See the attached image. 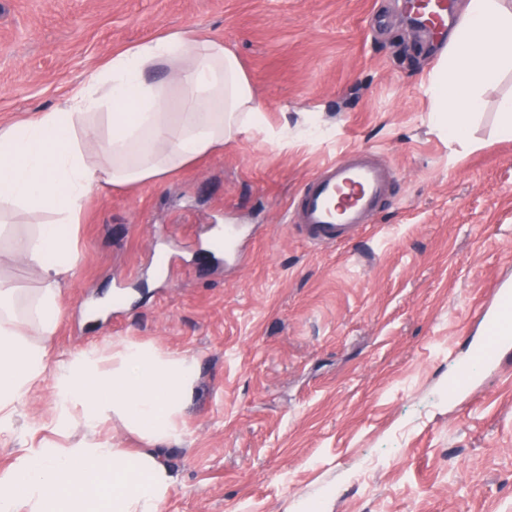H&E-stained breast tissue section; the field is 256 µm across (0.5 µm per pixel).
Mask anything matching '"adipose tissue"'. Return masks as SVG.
I'll return each mask as SVG.
<instances>
[{"label":"adipose tissue","instance_id":"obj_1","mask_svg":"<svg viewBox=\"0 0 512 512\" xmlns=\"http://www.w3.org/2000/svg\"><path fill=\"white\" fill-rule=\"evenodd\" d=\"M501 32L492 39L490 30ZM512 0H465L459 24L429 82L436 130L465 149L483 94L512 72ZM253 84L223 40L184 30L116 54L53 109L0 127V207L15 219H55L18 239L17 254L42 286L26 301L0 278V432L9 431L32 387L52 377L56 423L81 417L88 429L122 424L143 450L85 440L49 444L0 474V512H160L177 481L155 448L185 433L184 408L197 380L195 360L149 343L124 342L111 360L92 349L51 362L49 346L64 311L59 279L77 262L73 227L89 192L104 185L156 182L265 131ZM101 160H89V146Z\"/></svg>","mask_w":512,"mask_h":512}]
</instances>
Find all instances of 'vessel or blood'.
I'll list each match as a JSON object with an SVG mask.
<instances>
[{"mask_svg":"<svg viewBox=\"0 0 512 512\" xmlns=\"http://www.w3.org/2000/svg\"><path fill=\"white\" fill-rule=\"evenodd\" d=\"M423 26L436 36L448 30V0H415ZM390 171L363 151L326 164L306 182L295 221L317 245L345 242L389 194Z\"/></svg>","mask_w":512,"mask_h":512,"instance_id":"1","label":"vessel or blood"}]
</instances>
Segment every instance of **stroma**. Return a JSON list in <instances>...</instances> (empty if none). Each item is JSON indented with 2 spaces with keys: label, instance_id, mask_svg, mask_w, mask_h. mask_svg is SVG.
Here are the masks:
<instances>
[{
  "label": "stroma",
  "instance_id": "stroma-1",
  "mask_svg": "<svg viewBox=\"0 0 512 512\" xmlns=\"http://www.w3.org/2000/svg\"><path fill=\"white\" fill-rule=\"evenodd\" d=\"M405 0H0V125L59 103L118 51L174 28L240 57L271 136L254 132L166 178L92 189L50 353L116 342L185 353L198 379L179 479L161 512H512V350L468 374L493 287L512 281V139L485 94L479 150L431 123L438 47ZM321 133L307 135L306 120ZM363 149L395 182L346 242L287 222L307 179ZM254 229L242 266L201 257L210 225ZM0 241V276L40 287ZM45 379L0 434V474L54 426Z\"/></svg>",
  "mask_w": 512,
  "mask_h": 512
}]
</instances>
